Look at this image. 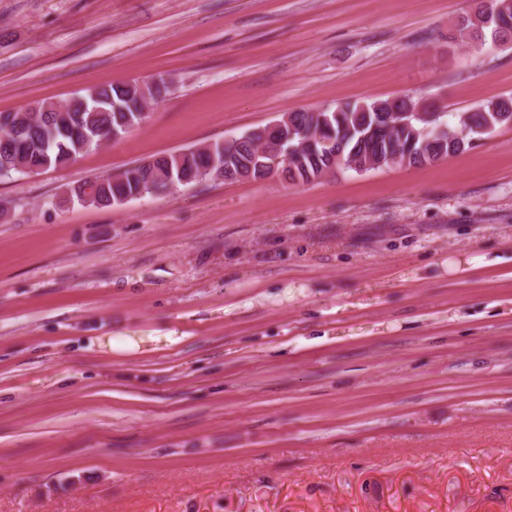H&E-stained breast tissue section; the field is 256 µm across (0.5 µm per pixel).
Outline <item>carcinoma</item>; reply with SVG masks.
Here are the masks:
<instances>
[{
	"instance_id": "carcinoma-1",
	"label": "carcinoma",
	"mask_w": 512,
	"mask_h": 512,
	"mask_svg": "<svg viewBox=\"0 0 512 512\" xmlns=\"http://www.w3.org/2000/svg\"><path fill=\"white\" fill-rule=\"evenodd\" d=\"M498 45L512 40V0H481L459 21L453 41ZM170 92L163 80L103 82L61 104L43 100L0 112V177L63 168L105 136L119 139L140 126L143 106ZM422 99L408 94L346 104L336 109L300 110L279 119L270 133L281 156L277 171L291 184H308L331 170L358 171L368 161L388 166V158L423 166L471 148L474 140L512 120V96H502L466 112L448 114V123L415 117ZM261 133L214 142L143 161L112 177L96 178L92 195L83 186L72 196L81 203L109 207L126 200L169 193L215 174L234 181L261 180L269 171L256 158Z\"/></svg>"
}]
</instances>
